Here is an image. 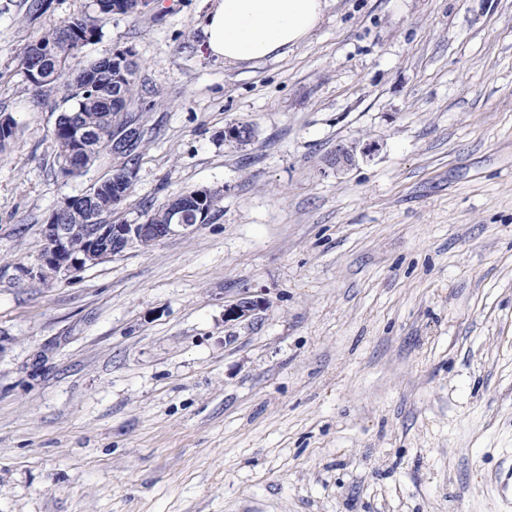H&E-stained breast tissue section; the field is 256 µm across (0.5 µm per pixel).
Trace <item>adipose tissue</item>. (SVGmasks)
Listing matches in <instances>:
<instances>
[{"instance_id":"ef3b65f1","label":"adipose tissue","mask_w":512,"mask_h":512,"mask_svg":"<svg viewBox=\"0 0 512 512\" xmlns=\"http://www.w3.org/2000/svg\"><path fill=\"white\" fill-rule=\"evenodd\" d=\"M327 0H212L204 48L226 64L278 55L316 27Z\"/></svg>"}]
</instances>
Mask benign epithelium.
I'll return each instance as SVG.
<instances>
[{
    "instance_id": "1",
    "label": "benign epithelium",
    "mask_w": 512,
    "mask_h": 512,
    "mask_svg": "<svg viewBox=\"0 0 512 512\" xmlns=\"http://www.w3.org/2000/svg\"><path fill=\"white\" fill-rule=\"evenodd\" d=\"M70 132L74 142L71 161L80 163L89 148L95 133L80 124H73ZM253 136V129L232 125L224 132V138L238 144L248 142ZM355 147L340 146L328 162L330 168L343 171L354 165ZM126 182L123 166L113 169L112 176L104 184L112 187V211H117L126 204ZM97 196L86 193L78 197L71 208L74 222L71 224H53L46 221L42 227L43 249L38 262L31 273L43 281L68 277L89 266L95 265L107 257L124 252L128 248L141 245L147 238L162 240L168 237L188 234L193 229L206 223L205 208L198 210V220H187L183 206L175 204L169 209L168 223L141 224L112 223L107 224L98 218ZM81 241V249L74 248L75 241ZM264 306L261 297L246 295L237 299L224 309V319L238 321L256 314Z\"/></svg>"
}]
</instances>
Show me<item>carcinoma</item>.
I'll return each mask as SVG.
<instances>
[{"instance_id": "1", "label": "carcinoma", "mask_w": 512, "mask_h": 512, "mask_svg": "<svg viewBox=\"0 0 512 512\" xmlns=\"http://www.w3.org/2000/svg\"><path fill=\"white\" fill-rule=\"evenodd\" d=\"M148 5V0H106L104 7L97 4L89 5V10L71 17L50 29L36 43L24 46L19 54L23 72H32L43 63L40 58L44 49L53 50L57 62L50 63L51 72L48 82L33 77L27 79L37 103H42L43 89L56 85L65 92L64 101L69 106L60 112L51 140L56 151L60 170L66 175L79 172L88 166L102 151H112V141L119 138L126 126L134 124V120L125 115L137 95L135 81H124L123 98L114 103L107 89L112 81L121 73L112 69L110 58L105 57L87 64L77 62L80 49L102 36L103 28L114 14L136 16ZM96 131L83 165L70 163L73 142L69 133L70 122ZM18 129L15 119L0 112V154L4 153L16 136ZM143 138H138L128 147L124 155V166L130 173H135L140 158Z\"/></svg>"}]
</instances>
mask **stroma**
Instances as JSON below:
<instances>
[{"label":"stroma","mask_w":512,"mask_h":512,"mask_svg":"<svg viewBox=\"0 0 512 512\" xmlns=\"http://www.w3.org/2000/svg\"><path fill=\"white\" fill-rule=\"evenodd\" d=\"M89 0H0V512H504L512 495V0H328L287 52L204 50L209 0L113 15L145 147L116 222L207 223L65 279L63 175L19 52ZM254 130L225 140L229 125ZM341 146L359 148L336 173ZM370 154H363V147ZM265 301L243 321L224 308Z\"/></svg>","instance_id":"35a3bbf8"}]
</instances>
